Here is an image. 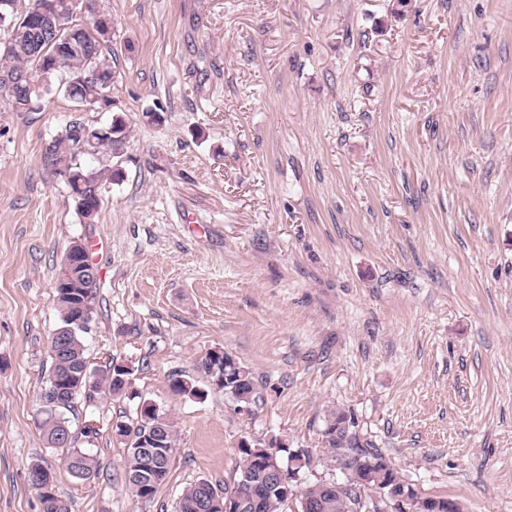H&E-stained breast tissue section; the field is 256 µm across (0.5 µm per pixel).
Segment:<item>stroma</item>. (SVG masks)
<instances>
[{
    "label": "stroma",
    "instance_id": "35a3bbf8",
    "mask_svg": "<svg viewBox=\"0 0 512 512\" xmlns=\"http://www.w3.org/2000/svg\"><path fill=\"white\" fill-rule=\"evenodd\" d=\"M98 4L130 133L94 223L44 152L112 112L59 91L0 112V512H41L35 461L71 512H174L185 486L232 483L244 438L308 450L301 485L341 482L318 443L337 405L418 493L512 512V0ZM78 239L97 271L89 369L129 364L137 393L78 403L85 482L38 414ZM217 347L258 381L251 415L171 393ZM143 400L177 430L148 501L112 429Z\"/></svg>",
    "mask_w": 512,
    "mask_h": 512
}]
</instances>
